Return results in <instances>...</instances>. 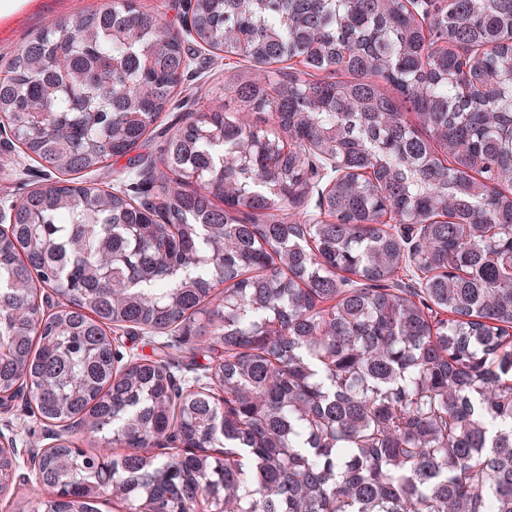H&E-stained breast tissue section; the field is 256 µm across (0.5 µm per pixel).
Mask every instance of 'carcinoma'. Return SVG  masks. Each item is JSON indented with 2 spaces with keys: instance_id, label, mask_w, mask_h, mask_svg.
<instances>
[{
  "instance_id": "1",
  "label": "carcinoma",
  "mask_w": 512,
  "mask_h": 512,
  "mask_svg": "<svg viewBox=\"0 0 512 512\" xmlns=\"http://www.w3.org/2000/svg\"><path fill=\"white\" fill-rule=\"evenodd\" d=\"M183 32L303 68L230 71L139 195L83 184L134 173L192 65ZM8 69L0 126L60 178L0 228V394L122 449L58 437L38 512H99L105 491L128 512H512V0H445L427 29L404 0L106 3ZM311 154L342 176L327 219L291 223ZM41 287L63 298L47 316ZM114 327L193 339L224 400L124 359ZM173 433L185 448L147 455ZM126 161L127 158L125 157L118 162L114 161L111 166H106L97 172L85 175L84 180L104 189H109V187H112V190L128 189V192L133 195V186H136L133 183L136 182H129L126 175L122 172L124 171L122 169L126 165Z\"/></svg>"
}]
</instances>
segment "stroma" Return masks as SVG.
I'll list each match as a JSON object with an SVG mask.
<instances>
[{
  "label": "stroma",
  "mask_w": 512,
  "mask_h": 512,
  "mask_svg": "<svg viewBox=\"0 0 512 512\" xmlns=\"http://www.w3.org/2000/svg\"><path fill=\"white\" fill-rule=\"evenodd\" d=\"M104 0H38L36 9L23 12L11 22L0 26V76L7 75L10 59L47 23L68 21L90 11ZM238 56H227L210 48L199 50L182 88L168 111L158 120V130L175 131L186 112L196 110L224 96L227 71L243 65ZM53 171L27 158L18 146L12 145L10 133L0 132V214L23 193L33 187L54 181ZM112 336L123 355L161 356L169 365L175 381L205 379L206 358L191 350L182 336H157L141 330L116 328ZM0 434L14 442L16 470L25 472L32 456L52 446L57 436L69 438L79 447L96 446L105 454H113L112 445L100 441L87 426L65 428L39 423L30 414L25 396L0 402Z\"/></svg>",
  "instance_id": "1"
}]
</instances>
